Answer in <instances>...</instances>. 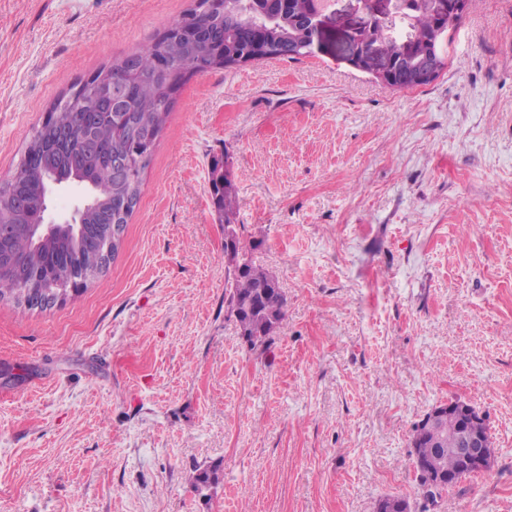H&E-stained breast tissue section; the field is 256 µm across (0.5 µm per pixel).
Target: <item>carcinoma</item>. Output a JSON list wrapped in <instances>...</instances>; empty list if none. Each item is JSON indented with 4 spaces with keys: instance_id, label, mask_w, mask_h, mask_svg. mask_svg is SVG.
<instances>
[{
    "instance_id": "cac0c4a2",
    "label": "carcinoma",
    "mask_w": 512,
    "mask_h": 512,
    "mask_svg": "<svg viewBox=\"0 0 512 512\" xmlns=\"http://www.w3.org/2000/svg\"><path fill=\"white\" fill-rule=\"evenodd\" d=\"M222 2L223 8L207 13L198 6L188 8L151 43L99 68L93 77L116 78L112 103L96 104L92 80L76 97L67 90L51 103L46 119L26 142L18 166L0 182V225L19 226L8 252L0 255V290L17 306L27 301L17 284L33 271L48 268L51 282L61 286L69 285L81 272L88 282L97 277L95 268L102 251L113 258L119 247L105 233L91 251L68 232L47 244H33L24 226L41 222L47 182H80L90 197L82 223L89 225L92 233L103 224L129 223L176 94L187 79L197 72L239 66L243 58L291 59L294 48L310 39L312 0ZM461 18L460 14L453 15L451 2L444 16L438 12L435 0H399L390 18L362 35V51L396 58L388 87L404 90L426 85L431 79L420 77L416 67L432 51L435 27L443 23L452 30ZM158 57L165 60L162 68L154 66ZM210 187L216 211L224 217V223H230L236 192L219 160L211 165ZM233 248L247 262L241 269H225L224 303L250 347H265L284 319L286 297L276 274L252 260V242L236 232ZM454 425L453 418L445 419L444 430L436 439L422 427L413 428V463L426 500L431 490L425 474L450 473L459 481L467 477L454 452L458 447ZM469 428L482 435L485 453L494 457L488 426L480 420ZM219 480L220 467L216 465L198 468L190 476L197 490L216 485Z\"/></svg>"
}]
</instances>
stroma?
Listing matches in <instances>:
<instances>
[{"instance_id": "obj_1", "label": "stroma", "mask_w": 512, "mask_h": 512, "mask_svg": "<svg viewBox=\"0 0 512 512\" xmlns=\"http://www.w3.org/2000/svg\"><path fill=\"white\" fill-rule=\"evenodd\" d=\"M190 4L0 0V181L61 91ZM443 50L399 91L332 50L189 78L115 260L0 301V512H512V0H470ZM216 158L287 299L264 350L224 306ZM454 398L495 461L428 508L410 436ZM82 285L81 281L71 283L70 288L57 286L56 288H45L44 283L38 278H32L30 283L24 288H35L34 292L38 299L33 303V306L26 308H47L51 305L64 301L69 293H74L76 288Z\"/></svg>"}]
</instances>
